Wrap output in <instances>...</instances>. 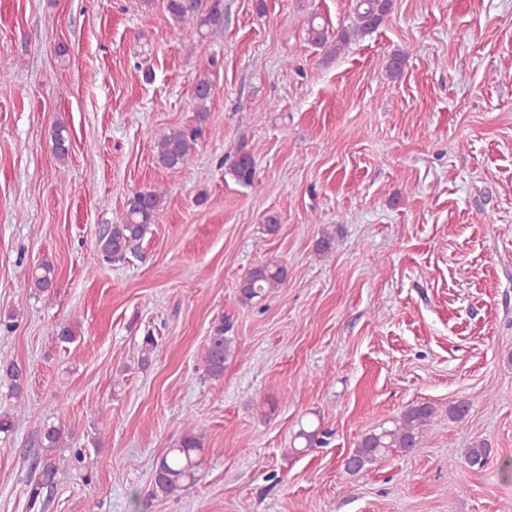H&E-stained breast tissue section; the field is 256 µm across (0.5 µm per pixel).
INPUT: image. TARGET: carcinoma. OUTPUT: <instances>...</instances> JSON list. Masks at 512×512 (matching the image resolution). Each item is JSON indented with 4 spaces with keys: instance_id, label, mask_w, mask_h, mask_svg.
<instances>
[{
    "instance_id": "carcinoma-1",
    "label": "carcinoma",
    "mask_w": 512,
    "mask_h": 512,
    "mask_svg": "<svg viewBox=\"0 0 512 512\" xmlns=\"http://www.w3.org/2000/svg\"><path fill=\"white\" fill-rule=\"evenodd\" d=\"M392 0H356L354 17L351 24L336 31L329 37L327 27L313 17L308 22V40L316 46L329 45L332 52L340 53L352 41L361 38L379 28L390 12ZM220 0H213L206 5V0H166V9L172 18L183 24L188 30L201 32L209 24L217 22L221 17ZM194 133L186 129L175 128L164 134L156 145L155 159L159 166L178 170L189 165L191 161L189 139ZM55 141L58 146L55 156L64 160L69 153L68 131L61 125L56 129ZM232 174L237 181L250 184L254 179V167L250 155L240 152L232 164ZM162 193L155 188H147L135 193L128 199L126 210L120 222L110 226L99 237L100 251L108 259L115 256L123 259L128 254L139 251L141 242L154 223L162 204ZM287 276V269L277 259H268L251 268L239 287V298L244 303L262 299L267 293L279 287ZM23 277L42 293L51 291L55 286L56 272L54 265L44 261L37 267L23 270ZM232 339L224 336V328L219 327L208 338L203 363L208 375L219 379L224 375V362L231 354ZM0 369L13 381V390L21 392L25 373L21 366L8 362ZM433 408L429 405H415L407 408L399 420L391 428H382L361 437L357 448L348 456L344 470L349 474L360 472L366 465L383 457L391 448L412 449L421 442L423 430L431 419ZM65 430L61 425L45 424L40 430L38 445L42 454L35 459L31 467L28 491V508L45 509L44 494L54 487L59 464L53 457L55 449L64 445ZM205 433L203 429L190 432L183 436L176 446L168 449L158 457L153 472L151 496L166 498L181 491L198 480L203 463L199 455L202 450ZM295 439L301 443L300 451H305L322 443L318 430L300 428ZM490 456V449L479 443L469 449L467 463L482 467Z\"/></svg>"
}]
</instances>
